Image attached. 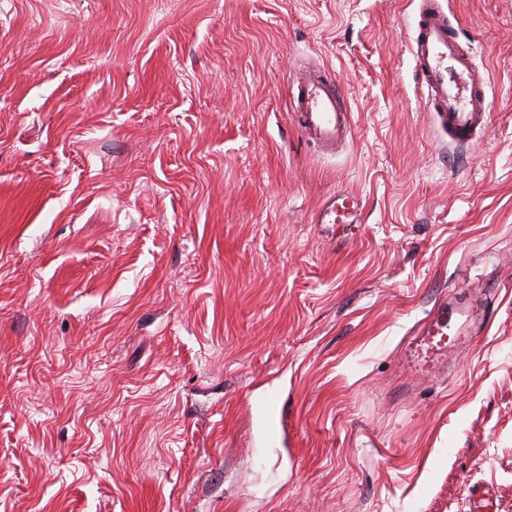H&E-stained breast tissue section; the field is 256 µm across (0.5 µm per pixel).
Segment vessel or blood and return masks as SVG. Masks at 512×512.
I'll return each mask as SVG.
<instances>
[{
	"label": "vessel or blood",
	"instance_id": "1",
	"mask_svg": "<svg viewBox=\"0 0 512 512\" xmlns=\"http://www.w3.org/2000/svg\"><path fill=\"white\" fill-rule=\"evenodd\" d=\"M412 55L427 106L449 144L459 148L474 144L487 124V82L440 0H420ZM294 86L297 124L313 145L335 150L351 134V115L331 73L323 68L300 71ZM362 209L358 195L340 191L321 206L316 221L329 234L349 239L358 229ZM489 320L488 311L455 298L436 302L408 343L404 365L421 373L437 369L452 352L472 342ZM249 412L268 440H282L287 413L278 392L255 398Z\"/></svg>",
	"mask_w": 512,
	"mask_h": 512
}]
</instances>
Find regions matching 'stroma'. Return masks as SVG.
Here are the masks:
<instances>
[{
    "instance_id": "stroma-1",
    "label": "stroma",
    "mask_w": 512,
    "mask_h": 512,
    "mask_svg": "<svg viewBox=\"0 0 512 512\" xmlns=\"http://www.w3.org/2000/svg\"><path fill=\"white\" fill-rule=\"evenodd\" d=\"M417 0H0V512H512V0H447L487 79L450 147ZM353 133L318 151L296 70ZM348 190L351 243L315 222ZM497 282L447 367L435 301ZM288 406L269 446L248 414ZM294 86L297 124L314 146L335 151L351 136L352 127L351 115L331 73L324 68L302 70ZM490 315L486 310L465 305L448 295L436 302L426 321L414 333L403 356V364L417 372L428 373L444 365L448 356L469 344L483 331Z\"/></svg>"
}]
</instances>
